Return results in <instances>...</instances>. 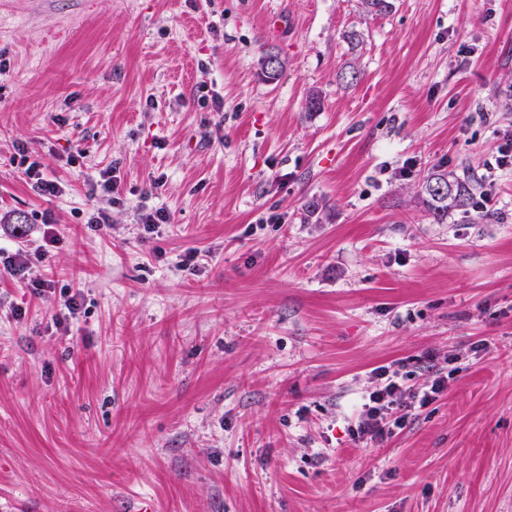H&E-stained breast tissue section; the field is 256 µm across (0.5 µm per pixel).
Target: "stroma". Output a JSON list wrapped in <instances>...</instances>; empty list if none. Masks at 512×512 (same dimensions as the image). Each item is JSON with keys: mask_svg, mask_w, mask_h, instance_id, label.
Wrapping results in <instances>:
<instances>
[{"mask_svg": "<svg viewBox=\"0 0 512 512\" xmlns=\"http://www.w3.org/2000/svg\"><path fill=\"white\" fill-rule=\"evenodd\" d=\"M510 131L512 0H0V512H512ZM390 364L448 390L355 439ZM41 164L33 161L25 169V175L33 182V189L41 196H56L63 192L64 186L55 180L46 179L41 171ZM434 171L428 175L422 185L421 193L426 195V204L433 219L443 221L448 211L465 209L471 198L469 183L459 178L449 176L447 172L433 167ZM435 187H444L445 193L440 195L433 192Z\"/></svg>", "mask_w": 512, "mask_h": 512, "instance_id": "obj_1", "label": "stroma"}]
</instances>
